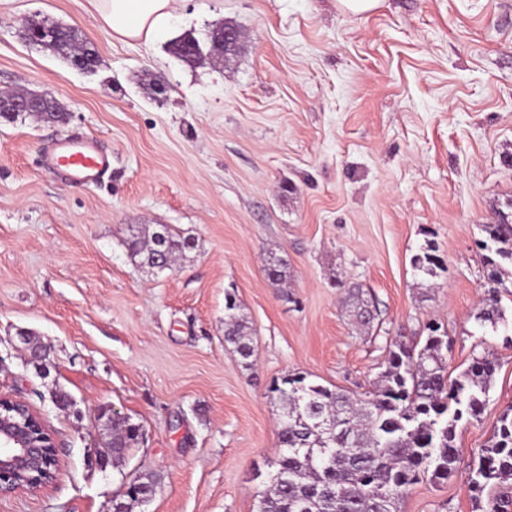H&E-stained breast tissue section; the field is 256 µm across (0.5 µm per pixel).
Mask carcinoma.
<instances>
[{"instance_id":"cac0c4a2","label":"carcinoma","mask_w":512,"mask_h":512,"mask_svg":"<svg viewBox=\"0 0 512 512\" xmlns=\"http://www.w3.org/2000/svg\"><path fill=\"white\" fill-rule=\"evenodd\" d=\"M48 30L37 45L57 52L68 62L95 47L70 26L40 21ZM479 241L495 284L475 314L484 327L504 317L497 285L512 278V213L500 212L493 224L480 225ZM193 247L167 224L137 234L129 242L132 254L145 264L155 250L172 257ZM417 272L427 276L442 267L437 248L428 242L411 258ZM234 298H226L224 340L243 360L253 354L250 327L237 314ZM421 346L393 341L372 389L361 394L331 389L297 372L271 387L280 406L279 449L265 489L257 494L256 512H400L408 488L423 478L446 480L458 469L456 446L461 422L479 418L494 383L496 363L475 355L456 376L448 375L442 326L427 325ZM109 456L112 467L122 465L131 445L141 437L140 426L127 419L112 421ZM512 481V406L502 413L489 443L473 457L467 490L480 512H509L512 496L504 484ZM137 494L117 496L132 512L145 493L155 496L157 480L137 479Z\"/></svg>"}]
</instances>
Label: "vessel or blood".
Masks as SVG:
<instances>
[{
  "instance_id": "1",
  "label": "vessel or blood",
  "mask_w": 512,
  "mask_h": 512,
  "mask_svg": "<svg viewBox=\"0 0 512 512\" xmlns=\"http://www.w3.org/2000/svg\"><path fill=\"white\" fill-rule=\"evenodd\" d=\"M46 163L64 170L73 181L93 183L110 169L111 157L94 139H64L55 144Z\"/></svg>"
}]
</instances>
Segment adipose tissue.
I'll return each instance as SVG.
<instances>
[{"mask_svg": "<svg viewBox=\"0 0 512 512\" xmlns=\"http://www.w3.org/2000/svg\"><path fill=\"white\" fill-rule=\"evenodd\" d=\"M101 20L124 41L151 40L176 17L178 0H93Z\"/></svg>", "mask_w": 512, "mask_h": 512, "instance_id": "1", "label": "adipose tissue"}]
</instances>
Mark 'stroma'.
Returning a JSON list of instances; mask_svg holds the SVG:
<instances>
[{
    "mask_svg": "<svg viewBox=\"0 0 512 512\" xmlns=\"http://www.w3.org/2000/svg\"><path fill=\"white\" fill-rule=\"evenodd\" d=\"M32 18L75 28L96 72L29 43ZM220 22L239 31L223 58L172 53L185 33L208 47ZM17 88L53 91L68 120L0 117V394L41 414L62 471L0 512H112L138 473L160 485L133 512H255L278 452L272 383L302 372L368 391L392 341L432 322L449 373L479 354L497 371L457 430L456 474L410 487L401 512H473L468 462L512 405V293L496 327L474 318L489 289L479 227L512 203V0L360 15L336 0H180L165 35L134 44L91 0H0V92ZM81 137L112 154L91 185L44 166L56 140ZM152 224L194 243L172 269L128 249ZM429 241L443 267L426 279L410 259ZM229 295L251 327L246 363L224 341ZM21 329L48 348V377L14 348ZM104 406L142 430L120 470L84 461L104 450Z\"/></svg>",
    "mask_w": 512,
    "mask_h": 512,
    "instance_id": "35a3bbf8",
    "label": "stroma"
}]
</instances>
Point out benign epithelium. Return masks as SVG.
Instances as JSON below:
<instances>
[{
    "label": "benign epithelium",
    "instance_id": "7a95c632",
    "mask_svg": "<svg viewBox=\"0 0 512 512\" xmlns=\"http://www.w3.org/2000/svg\"><path fill=\"white\" fill-rule=\"evenodd\" d=\"M238 36L237 29L216 24L209 55L223 56ZM53 100L50 91L1 95L0 110L33 111ZM59 471V445L42 417L29 404L0 395V497L46 487L43 474L54 481Z\"/></svg>",
    "mask_w": 512,
    "mask_h": 512
}]
</instances>
